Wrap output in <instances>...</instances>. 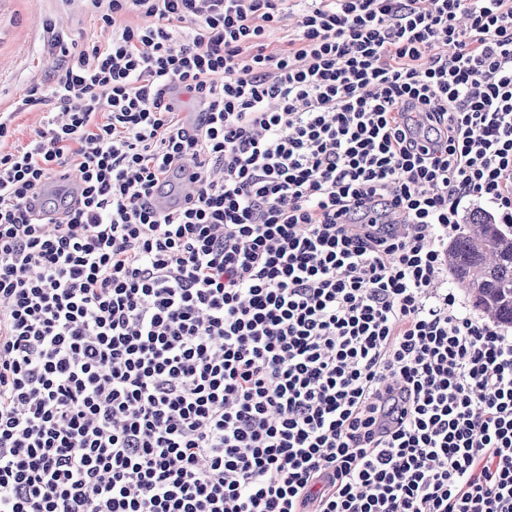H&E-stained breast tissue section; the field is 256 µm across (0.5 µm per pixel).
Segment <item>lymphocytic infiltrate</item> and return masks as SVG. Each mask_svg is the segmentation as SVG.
<instances>
[{
    "instance_id": "f902f5d3",
    "label": "lymphocytic infiltrate",
    "mask_w": 512,
    "mask_h": 512,
    "mask_svg": "<svg viewBox=\"0 0 512 512\" xmlns=\"http://www.w3.org/2000/svg\"><path fill=\"white\" fill-rule=\"evenodd\" d=\"M84 2L0 113V512H512V336L440 285L512 229V0ZM45 109L42 107L41 109H34L31 112L20 114L15 121V128L17 129L15 139L25 143L33 131L40 126ZM178 170L181 172L183 178L181 183V198L174 199L163 194L157 195L155 198V205L157 210L161 212H169L179 207L184 198L185 189L192 184L191 175L195 171V164L190 160H186L180 164Z\"/></svg>"
}]
</instances>
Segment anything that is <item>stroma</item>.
<instances>
[{
    "label": "stroma",
    "mask_w": 512,
    "mask_h": 512,
    "mask_svg": "<svg viewBox=\"0 0 512 512\" xmlns=\"http://www.w3.org/2000/svg\"><path fill=\"white\" fill-rule=\"evenodd\" d=\"M50 25L80 46L111 35L81 0H0V108L46 80L51 60L44 40Z\"/></svg>",
    "instance_id": "obj_1"
}]
</instances>
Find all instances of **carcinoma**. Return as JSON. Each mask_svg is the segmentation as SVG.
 I'll use <instances>...</instances> for the list:
<instances>
[{
  "instance_id": "carcinoma-1",
  "label": "carcinoma",
  "mask_w": 512,
  "mask_h": 512,
  "mask_svg": "<svg viewBox=\"0 0 512 512\" xmlns=\"http://www.w3.org/2000/svg\"><path fill=\"white\" fill-rule=\"evenodd\" d=\"M446 259L471 308L497 325L512 326V231L475 214L450 240Z\"/></svg>"
}]
</instances>
